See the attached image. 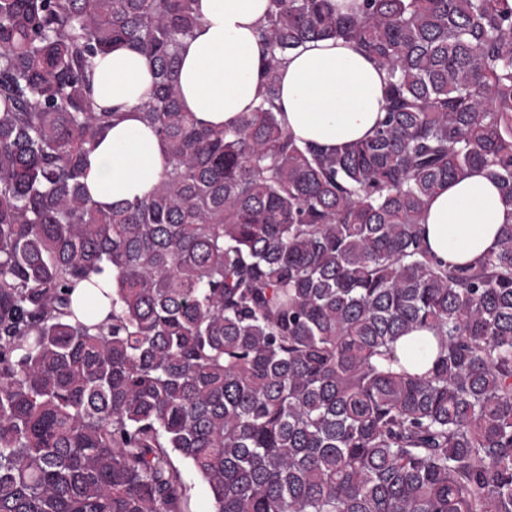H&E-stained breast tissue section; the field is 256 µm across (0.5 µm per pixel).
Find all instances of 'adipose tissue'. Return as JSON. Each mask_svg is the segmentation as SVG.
<instances>
[{
  "mask_svg": "<svg viewBox=\"0 0 512 512\" xmlns=\"http://www.w3.org/2000/svg\"><path fill=\"white\" fill-rule=\"evenodd\" d=\"M269 0H197L199 24L179 47L180 102L203 122L232 124L258 103L265 55L258 28ZM387 72L352 43L320 39L291 52L280 69L282 119L298 142L336 150L371 136L384 115ZM154 90L151 62L119 46L94 67V93L125 112L87 158L85 182L101 206L144 198L165 170L156 133L137 115ZM507 204L483 170L473 168L433 196L422 224L428 250L470 265L497 250Z\"/></svg>",
  "mask_w": 512,
  "mask_h": 512,
  "instance_id": "adipose-tissue-1",
  "label": "adipose tissue"
}]
</instances>
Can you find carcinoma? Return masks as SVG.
Masks as SVG:
<instances>
[{
	"label": "carcinoma",
	"mask_w": 512,
	"mask_h": 512,
	"mask_svg": "<svg viewBox=\"0 0 512 512\" xmlns=\"http://www.w3.org/2000/svg\"><path fill=\"white\" fill-rule=\"evenodd\" d=\"M195 2L0 0V512H191L174 455L213 512H512V224L474 265L421 234L474 167L512 204V7L269 0L260 101L216 128L180 104ZM328 38L387 71L374 135L331 151L277 104ZM118 44L154 66L167 170L103 208L82 178ZM106 270L99 321L100 287L73 292ZM421 348L425 350L427 355L420 361L419 368L415 371L422 373L430 367L431 360L437 352V340L433 331L419 329L402 337L396 343V354L400 358L401 364L408 368L409 352L411 350L418 351Z\"/></svg>",
	"instance_id": "cac0c4a2"
}]
</instances>
